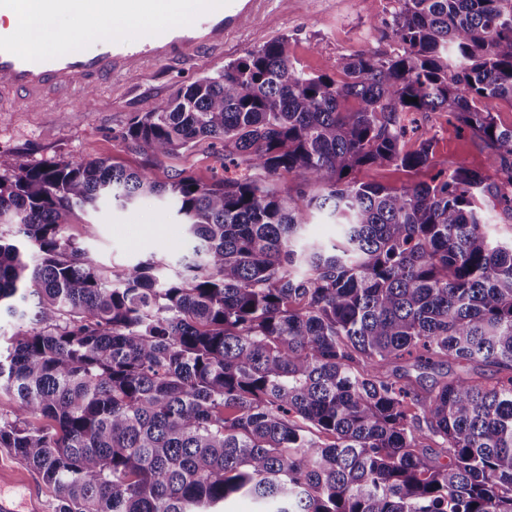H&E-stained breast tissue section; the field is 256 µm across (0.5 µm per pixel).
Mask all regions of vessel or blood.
Instances as JSON below:
<instances>
[{
	"instance_id": "vessel-or-blood-1",
	"label": "vessel or blood",
	"mask_w": 512,
	"mask_h": 512,
	"mask_svg": "<svg viewBox=\"0 0 512 512\" xmlns=\"http://www.w3.org/2000/svg\"><path fill=\"white\" fill-rule=\"evenodd\" d=\"M48 0H0V15L12 18L13 28L0 30V95L8 94L15 103L46 102L55 89L82 82L93 85L113 76L143 71L159 60L191 62L203 48L223 46L227 36L246 21L264 13L271 0H193L184 9V0H72L85 19L82 52L62 55L25 48L18 28L32 13L45 8ZM188 12L190 26L175 22ZM152 17L168 26L166 36L150 43H124L112 40L105 19L136 20ZM9 473L0 474V512H44L40 493L26 487L22 498L6 495L5 487L18 485Z\"/></svg>"
}]
</instances>
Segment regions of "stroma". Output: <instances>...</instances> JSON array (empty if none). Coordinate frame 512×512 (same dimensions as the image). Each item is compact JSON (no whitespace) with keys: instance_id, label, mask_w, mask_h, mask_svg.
I'll return each instance as SVG.
<instances>
[{"instance_id":"stroma-1","label":"stroma","mask_w":512,"mask_h":512,"mask_svg":"<svg viewBox=\"0 0 512 512\" xmlns=\"http://www.w3.org/2000/svg\"><path fill=\"white\" fill-rule=\"evenodd\" d=\"M394 7L395 0H274L224 47L202 50L190 63L159 62L137 76L102 81L90 93L93 104H86L88 93L80 87L59 96L47 111H16L11 103L0 104V154L30 164L103 159L148 170L160 181L185 173L213 182L224 171L209 143L156 156L126 139L129 123L176 89L217 74L228 62L281 37L287 38L296 67L314 74L361 49L393 54L400 48L387 28ZM430 123L437 158L486 168L489 150L477 137L458 132L444 112L432 114ZM67 233L116 271L139 260L173 258L182 248V230L171 223L169 205L160 198H146L124 210L101 202L97 210L77 214Z\"/></svg>"}]
</instances>
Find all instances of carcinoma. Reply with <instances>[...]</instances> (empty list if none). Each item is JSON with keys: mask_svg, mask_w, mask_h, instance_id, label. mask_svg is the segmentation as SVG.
Instances as JSON below:
<instances>
[{"mask_svg": "<svg viewBox=\"0 0 512 512\" xmlns=\"http://www.w3.org/2000/svg\"><path fill=\"white\" fill-rule=\"evenodd\" d=\"M399 2L394 55L309 75L283 37L129 126L154 155L224 144L222 179L0 157V313L16 327L0 448L59 512H224L243 495L261 512H512V238L486 214L512 217V126L480 107L512 104V0ZM432 112L482 139L488 168L436 158ZM375 165L431 176L355 178ZM286 174L301 187L277 189ZM145 197L173 205L179 257L116 273L67 235L77 211ZM313 211L333 242L307 238ZM403 361L504 376L425 386Z\"/></svg>", "mask_w": 512, "mask_h": 512, "instance_id": "carcinoma-1", "label": "carcinoma"}]
</instances>
